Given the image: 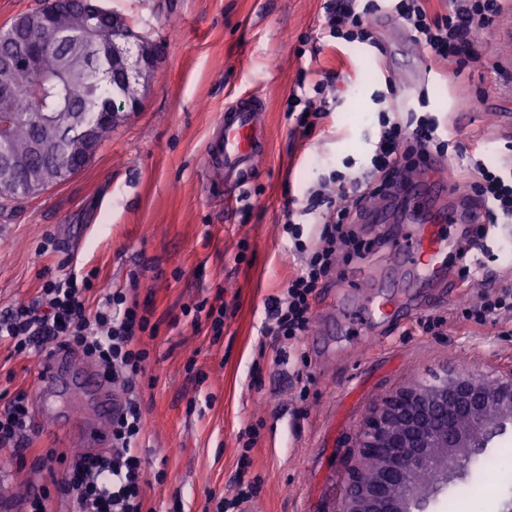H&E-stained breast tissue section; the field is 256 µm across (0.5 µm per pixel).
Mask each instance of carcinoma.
<instances>
[{"label":"carcinoma","instance_id":"obj_1","mask_svg":"<svg viewBox=\"0 0 512 512\" xmlns=\"http://www.w3.org/2000/svg\"><path fill=\"white\" fill-rule=\"evenodd\" d=\"M94 0H42L40 7L0 29V57L26 39L36 46L28 64L0 66V87L13 90L7 138L0 142V197L25 198L68 179V159L93 157L126 111L135 83L114 71L112 49L140 45L132 20L93 7Z\"/></svg>","mask_w":512,"mask_h":512}]
</instances>
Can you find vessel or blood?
Returning <instances> with one entry per match:
<instances>
[{
    "label": "vessel or blood",
    "mask_w": 512,
    "mask_h": 512,
    "mask_svg": "<svg viewBox=\"0 0 512 512\" xmlns=\"http://www.w3.org/2000/svg\"><path fill=\"white\" fill-rule=\"evenodd\" d=\"M263 117L259 102L249 95L224 107V118L209 142V157L224 175L225 199L236 196L264 153ZM427 168L428 177L403 180L399 192L365 203L359 221L374 228L392 221L409 225V232L393 239L391 251L400 265L430 279L447 264L450 251L468 243L465 236L444 234V226L477 227L484 221V211L449 181L439 158H431ZM45 378L88 392L106 384L98 370L75 366L65 353L49 361Z\"/></svg>",
    "instance_id": "b4317fda"
}]
</instances>
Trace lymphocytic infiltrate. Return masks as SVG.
<instances>
[{"mask_svg":"<svg viewBox=\"0 0 512 512\" xmlns=\"http://www.w3.org/2000/svg\"><path fill=\"white\" fill-rule=\"evenodd\" d=\"M512 0H448L445 12L432 0H329L326 37L373 44L369 19L386 14L398 19L430 63L459 65L478 61L476 34L492 25ZM341 74H331L312 87L313 95L292 96L289 117L295 130H314L331 111L330 102L340 93ZM378 140L359 175L330 174L306 191L302 210L286 207L283 231L292 240L291 252L301 268L280 294L266 303L265 333L273 341L300 342L313 317V304L322 281L335 269L338 258L360 257L373 243L355 230L357 204L370 200L406 170L419 167L429 156L463 152L462 142H451L441 130L435 113L389 108L378 113ZM467 185L481 203L492 224L512 222V167L489 168L471 157ZM317 215L319 226L303 236L298 218ZM95 272H76L44 277L37 296L0 313V343L18 356L49 359L54 352L77 350L92 359L111 383L126 393L123 409L112 422V446L100 454L73 456L64 476L50 485L29 489L23 495L26 512H51L54 497L71 498L76 512H149L146 483L138 443L145 432L141 407L133 393L136 380L146 371L150 353L142 348V336L156 337L147 309L141 308L128 289L113 288L97 304H89ZM227 307L222 296L184 306L194 328H206L213 340L224 334ZM466 322L485 325L512 322V286L478 290L474 300L459 308ZM36 432L28 394H13L0 410V447L25 451Z\"/></svg>","mask_w":512,"mask_h":512,"instance_id":"lymphocytic-infiltrate-1","label":"lymphocytic infiltrate"}]
</instances>
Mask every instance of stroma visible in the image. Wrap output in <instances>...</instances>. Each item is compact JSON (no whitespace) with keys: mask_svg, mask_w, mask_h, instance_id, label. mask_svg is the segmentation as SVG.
<instances>
[{"mask_svg":"<svg viewBox=\"0 0 512 512\" xmlns=\"http://www.w3.org/2000/svg\"><path fill=\"white\" fill-rule=\"evenodd\" d=\"M104 3L159 42L162 58L140 91L138 112L79 173L23 199H0V311L33 298L43 273L74 268L97 271V293L133 288L139 305L152 311L159 332L145 342L150 358L138 395L147 424L143 466L147 474H165L145 487L155 512H205L209 496H231L239 436L250 425L259 433L246 473L258 486L251 512H336L352 463L349 446L371 405L447 365L483 373L512 368V335L455 318L475 294L460 286L457 264L436 287H417L414 272L392 260L387 241L401 231L394 224L378 228L366 257L340 264L338 278L364 272L370 282L341 297L338 278L329 279L300 343L263 339L265 303L300 265L282 235L285 205L325 173L360 172L377 127L371 96L385 91L388 75L397 87L392 108L427 105L449 139H484L481 158L500 167L508 152L493 133L512 116V41L500 40L499 30L512 16L480 33L481 61L448 65L441 75L428 72L421 49L407 43L406 60L418 67L409 88L392 56L380 54L389 45L384 27L374 28L375 49L322 38L325 0ZM336 69L349 82L340 100L311 136L294 134L287 112L298 78L311 85ZM242 93L264 104L266 150L243 187L247 200L228 205L206 145L225 102ZM486 230V284L512 285V223ZM242 240L248 249L240 261ZM218 294L227 314L215 343L182 308ZM384 296L414 317L437 313L448 322L439 333L410 336L391 321H374L366 336L347 323L346 311ZM190 363L206 373L204 382L188 374ZM42 368L0 345V406L20 388L38 404ZM299 370L310 379L304 398ZM96 401L88 392L61 395L63 420L44 421L36 447L68 458L110 447L109 430L94 423ZM47 481L46 473L18 469L15 452L0 449V504L16 512L24 487ZM511 496L512 484L488 482L473 467L429 512H498Z\"/></svg>","mask_w":512,"mask_h":512,"instance_id":"obj_1","label":"stroma"}]
</instances>
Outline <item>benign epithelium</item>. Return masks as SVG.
<instances>
[{
  "label": "benign epithelium",
  "instance_id": "obj_1",
  "mask_svg": "<svg viewBox=\"0 0 512 512\" xmlns=\"http://www.w3.org/2000/svg\"><path fill=\"white\" fill-rule=\"evenodd\" d=\"M162 55L144 40L115 62L141 84ZM512 429V368L486 376L446 368L433 381L405 385L377 400L353 445L354 464L336 512H427L456 473L448 457L475 463Z\"/></svg>",
  "mask_w": 512,
  "mask_h": 512
}]
</instances>
